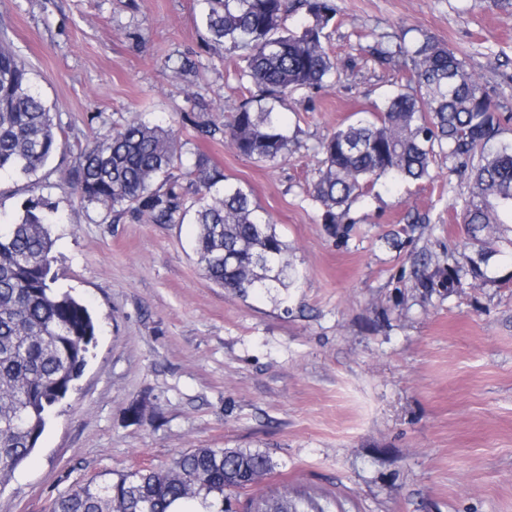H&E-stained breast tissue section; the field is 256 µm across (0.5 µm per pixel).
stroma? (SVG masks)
Returning a JSON list of instances; mask_svg holds the SVG:
<instances>
[{"label": "stroma", "mask_w": 512, "mask_h": 512, "mask_svg": "<svg viewBox=\"0 0 512 512\" xmlns=\"http://www.w3.org/2000/svg\"><path fill=\"white\" fill-rule=\"evenodd\" d=\"M335 2L341 79L282 105L292 152L269 164L197 130L247 94L197 0H0V39L67 137L36 175L0 179V213L31 197L56 204L57 286L96 324L82 376L0 482V512H51L87 480L197 448L269 456L242 506L325 496L342 512H512V223L481 278L451 291L439 275L428 292L411 276L418 258L444 268L482 247L463 219L467 175L441 160L433 181L376 185L344 236L309 195L315 146L369 116L403 67L360 55L376 37L435 36L512 113V0ZM169 58L194 68L174 73ZM136 115L173 126L185 156L251 190L289 247L293 285L236 296L205 278L193 225L108 215L70 194L81 149Z\"/></svg>", "instance_id": "1"}]
</instances>
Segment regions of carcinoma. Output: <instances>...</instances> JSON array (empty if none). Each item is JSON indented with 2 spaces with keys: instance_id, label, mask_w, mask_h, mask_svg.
Returning <instances> with one entry per match:
<instances>
[{
  "instance_id": "obj_1",
  "label": "carcinoma",
  "mask_w": 512,
  "mask_h": 512,
  "mask_svg": "<svg viewBox=\"0 0 512 512\" xmlns=\"http://www.w3.org/2000/svg\"><path fill=\"white\" fill-rule=\"evenodd\" d=\"M210 42L240 52L244 99L205 135L229 140L257 162L288 157L291 138L276 105L298 91L318 90L338 78L327 29L335 0H197ZM301 9L304 21L287 25ZM370 56L388 63L402 56L409 75L395 83L370 119L338 127L316 148L321 155L311 197L326 224L348 223L353 202L377 182L433 179L432 164L448 155V175L470 169L464 205L473 232H499L512 214V148L491 151L502 132L500 107L480 76L457 52L429 34L394 45L378 43ZM66 144L61 126L36 91L30 70L13 46L0 40V175L30 176ZM71 189L78 197L120 215L153 224L197 226L194 252L204 276L245 298L294 282L288 245L260 213L252 192L196 156L184 165L172 129L134 118L84 149ZM56 207L29 198L0 224V481L36 448L52 414L81 377L95 323L87 309L55 288L54 242L48 225ZM463 256L448 265V288L480 275ZM270 470L269 457L242 448H197L164 470L139 468L115 480H90L61 495L53 512H170L178 500H201L205 512H231L226 491L254 485Z\"/></svg>"
}]
</instances>
